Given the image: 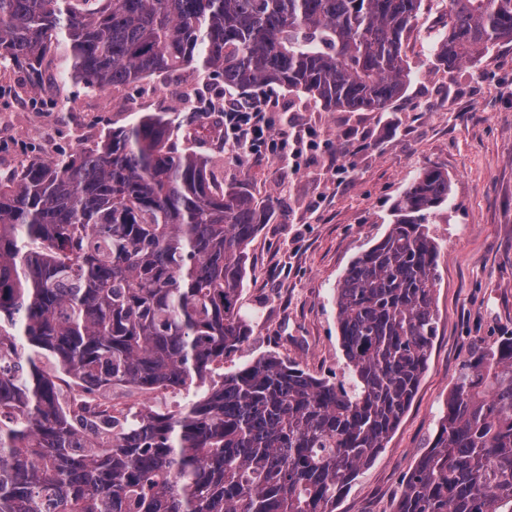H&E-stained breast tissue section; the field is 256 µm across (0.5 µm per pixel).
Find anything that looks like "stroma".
I'll list each match as a JSON object with an SVG mask.
<instances>
[{"instance_id":"35a3bbf8","label":"stroma","mask_w":512,"mask_h":512,"mask_svg":"<svg viewBox=\"0 0 512 512\" xmlns=\"http://www.w3.org/2000/svg\"><path fill=\"white\" fill-rule=\"evenodd\" d=\"M448 19L440 0H424L404 53L416 77L385 112H327L304 94L252 92L271 101L277 127L320 131L322 145L291 161L239 160L203 131V108L240 99L190 66L104 91L58 81L46 67L42 97L52 111L26 121L33 94L26 73L0 80V175L30 159L56 158L92 145L141 113L174 119L179 146L205 157L217 189L241 184L273 197L276 215L247 247L241 292L253 334L225 371L273 354L334 379L344 370L333 290L363 250L389 231L395 200L426 167L448 174L450 198L429 232L440 249L435 306L438 329L417 392L385 447L352 482L336 512H393L405 476L435 437L468 343L512 334V43L449 71L438 66L433 35ZM182 88L191 100H173ZM344 146L341 173L324 171L326 147Z\"/></svg>"}]
</instances>
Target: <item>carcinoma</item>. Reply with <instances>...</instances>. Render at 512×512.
<instances>
[{"mask_svg":"<svg viewBox=\"0 0 512 512\" xmlns=\"http://www.w3.org/2000/svg\"><path fill=\"white\" fill-rule=\"evenodd\" d=\"M423 0H0V63L88 89L198 65L330 112H384L414 72ZM512 43V0H448L447 69ZM156 112L0 176V512H334L411 404L436 336L428 221L448 174L423 170L389 232L337 280L347 380L267 356L216 375L252 335L247 246L275 200L219 192ZM52 356L57 374L43 368ZM192 395L175 411L70 409L59 376ZM394 512H512V336L472 343Z\"/></svg>","mask_w":512,"mask_h":512,"instance_id":"obj_1","label":"carcinoma"}]
</instances>
